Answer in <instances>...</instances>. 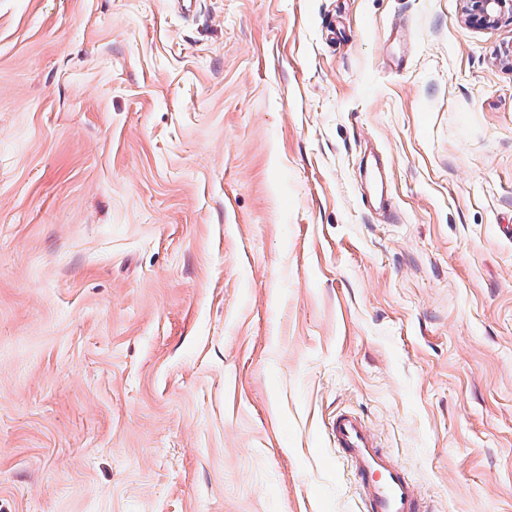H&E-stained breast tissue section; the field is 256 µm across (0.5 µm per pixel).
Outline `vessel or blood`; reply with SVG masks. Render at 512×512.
Returning a JSON list of instances; mask_svg holds the SVG:
<instances>
[{"instance_id": "1", "label": "vessel or blood", "mask_w": 512, "mask_h": 512, "mask_svg": "<svg viewBox=\"0 0 512 512\" xmlns=\"http://www.w3.org/2000/svg\"><path fill=\"white\" fill-rule=\"evenodd\" d=\"M327 433L354 478L362 512H428L418 486L380 448L363 417L351 411L339 412Z\"/></svg>"}]
</instances>
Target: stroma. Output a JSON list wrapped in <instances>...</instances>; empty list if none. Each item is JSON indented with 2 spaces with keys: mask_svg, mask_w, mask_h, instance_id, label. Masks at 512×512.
<instances>
[{
  "mask_svg": "<svg viewBox=\"0 0 512 512\" xmlns=\"http://www.w3.org/2000/svg\"><path fill=\"white\" fill-rule=\"evenodd\" d=\"M462 9L0 0V512H359L346 408L512 512V24Z\"/></svg>",
  "mask_w": 512,
  "mask_h": 512,
  "instance_id": "stroma-1",
  "label": "stroma"
}]
</instances>
